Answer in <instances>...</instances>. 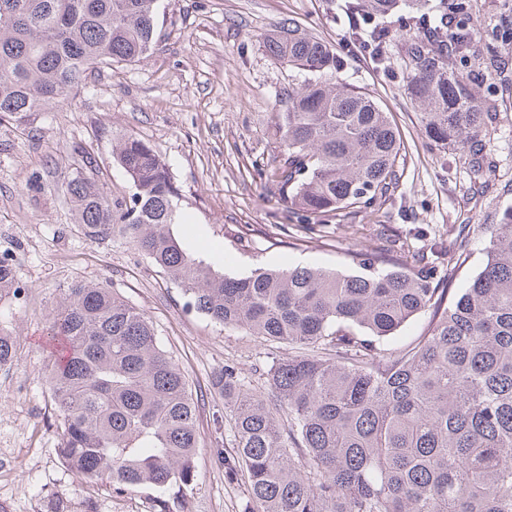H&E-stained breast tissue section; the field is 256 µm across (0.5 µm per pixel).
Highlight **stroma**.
<instances>
[{
  "mask_svg": "<svg viewBox=\"0 0 512 512\" xmlns=\"http://www.w3.org/2000/svg\"><path fill=\"white\" fill-rule=\"evenodd\" d=\"M470 14L477 51L456 67L496 115L486 137L496 177L482 194L468 190L465 156L422 134L405 73L386 76L376 62L340 51L347 0H159L160 37L144 62L96 72L79 96L27 123L0 122V257L13 264L19 285L0 299V333L14 337L19 354L16 365L0 368V512H50L56 503L65 512H155L161 496L185 503V512H243L249 499L247 479L233 468L230 416L207 389L228 361L262 389L256 367L266 345L188 309L168 272L131 245L87 239L70 201L53 188L57 166L86 151L96 178L121 194L129 183L112 157L113 134L158 146L180 192L173 234L193 258L230 277L259 267L352 272L347 252L383 246L384 224L406 249L447 259L458 225L496 224L512 209V41L492 37L512 27V0H470ZM288 18L338 47L343 78L381 101L405 145L404 178L386 201L328 219L296 246L285 229L292 209L264 178L279 160L276 94L303 79L261 43ZM491 55L498 64L485 67ZM36 178L42 190L32 188ZM77 284L117 289L153 322L192 391L204 392L190 484L163 495L150 486L116 495L106 481L77 478L61 460L46 385L56 344L48 325Z\"/></svg>",
  "mask_w": 512,
  "mask_h": 512,
  "instance_id": "35a3bbf8",
  "label": "stroma"
}]
</instances>
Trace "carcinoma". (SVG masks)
Masks as SVG:
<instances>
[{"label":"carcinoma","mask_w":512,"mask_h":512,"mask_svg":"<svg viewBox=\"0 0 512 512\" xmlns=\"http://www.w3.org/2000/svg\"><path fill=\"white\" fill-rule=\"evenodd\" d=\"M404 2L351 0L350 18H380ZM441 22L409 29L402 59L425 138L470 157L489 185L481 136L495 114L478 103L454 61L473 52L469 32L441 42ZM158 0H0V121L24 124L67 101L93 72L146 60L157 43ZM275 62L309 78L277 94L279 163L265 174L311 229L367 207L404 174L401 132L381 102L345 84L336 53L290 19L263 37ZM130 191L116 196L93 163L57 167L54 188L75 206L90 240L125 241L169 271L186 305L228 329L285 345L266 357L264 388L232 364L210 379L234 417V460L247 476L244 512H512V210L498 224L462 227L457 262L475 234L486 265L456 297L435 259L392 247L347 253L353 274L297 266L217 274L170 233L179 189L161 151L115 135ZM18 291L0 257V297ZM429 310L428 330L402 350L377 341ZM65 354L46 384L58 412V451L81 479L122 494L194 479L199 400L138 308L113 288L76 285L50 319ZM17 361L0 334V367Z\"/></svg>","instance_id":"carcinoma-1"}]
</instances>
